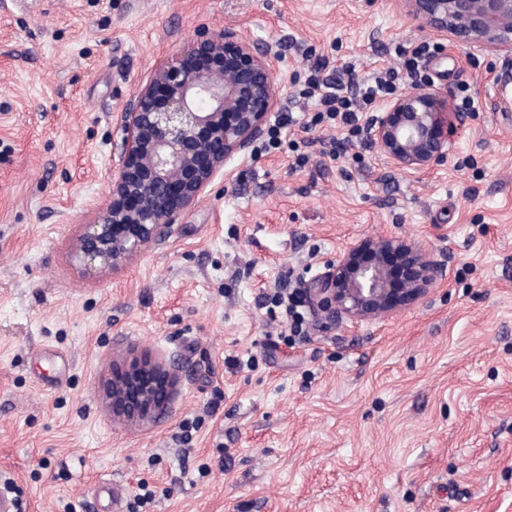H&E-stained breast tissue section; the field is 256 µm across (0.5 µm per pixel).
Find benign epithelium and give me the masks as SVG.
Segmentation results:
<instances>
[{
    "instance_id": "7a95c632",
    "label": "benign epithelium",
    "mask_w": 512,
    "mask_h": 512,
    "mask_svg": "<svg viewBox=\"0 0 512 512\" xmlns=\"http://www.w3.org/2000/svg\"><path fill=\"white\" fill-rule=\"evenodd\" d=\"M408 16L433 28L449 45L512 53V0H402ZM206 55L211 67L187 70ZM281 87L272 52L256 48L250 31L207 28L168 55L120 113L124 154L109 176L112 202L86 225L75 245L83 266L118 268L169 235L175 216L192 205L235 158H248L270 130ZM434 85L418 83L387 101L370 125L384 162L403 172L442 165L454 145L453 124ZM442 280L424 246L379 236L350 246L329 272L306 289L313 311L330 320L362 322L422 298ZM165 364L131 361L112 376L119 420L152 419L165 406L150 381Z\"/></svg>"
}]
</instances>
